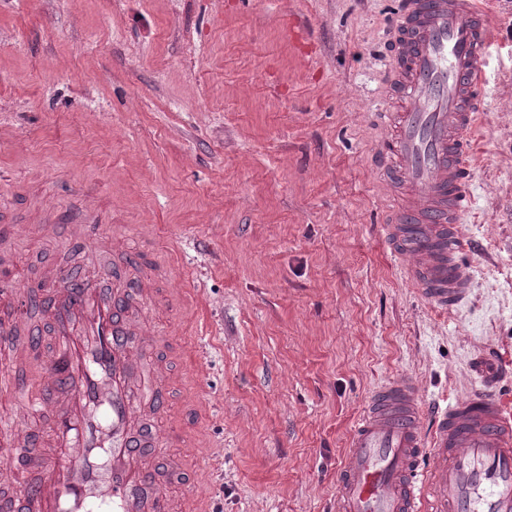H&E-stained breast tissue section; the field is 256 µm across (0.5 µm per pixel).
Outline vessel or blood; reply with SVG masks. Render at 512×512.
Returning <instances> with one entry per match:
<instances>
[{
	"instance_id": "vessel-or-blood-1",
	"label": "vessel or blood",
	"mask_w": 512,
	"mask_h": 512,
	"mask_svg": "<svg viewBox=\"0 0 512 512\" xmlns=\"http://www.w3.org/2000/svg\"><path fill=\"white\" fill-rule=\"evenodd\" d=\"M394 25L378 175L401 198L382 230L407 257V280L445 313L467 300L473 279L458 226L472 204L470 132L493 33L480 0H399ZM46 279L58 343L42 354L40 384L65 404L50 407L22 391L14 418L0 424L16 459L43 469L39 482H18L20 512H170L168 490L143 465L141 449L184 442L144 435L130 397L133 366L158 334L129 316V291L79 286L70 269H49ZM476 372L480 388L431 409L410 380L380 387L336 471V512H512V405L493 360L481 358ZM171 393L169 372L157 371L156 410ZM34 411L49 412L53 447L24 424Z\"/></svg>"
}]
</instances>
